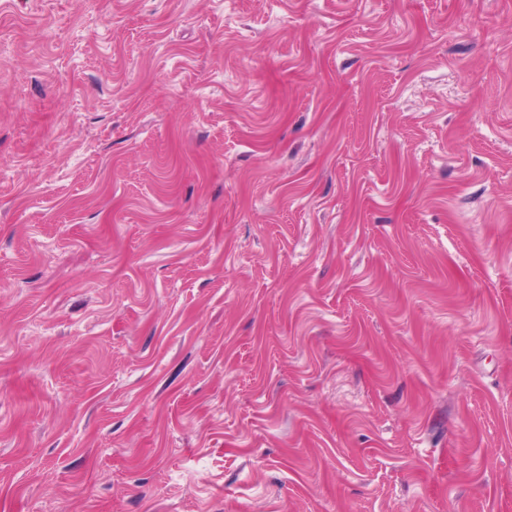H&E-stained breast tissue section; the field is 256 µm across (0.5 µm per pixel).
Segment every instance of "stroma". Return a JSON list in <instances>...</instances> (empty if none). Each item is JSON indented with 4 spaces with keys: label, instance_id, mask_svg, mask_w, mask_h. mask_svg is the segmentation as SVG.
<instances>
[{
    "label": "stroma",
    "instance_id": "stroma-1",
    "mask_svg": "<svg viewBox=\"0 0 512 512\" xmlns=\"http://www.w3.org/2000/svg\"><path fill=\"white\" fill-rule=\"evenodd\" d=\"M0 512H512V0H0Z\"/></svg>",
    "mask_w": 512,
    "mask_h": 512
}]
</instances>
